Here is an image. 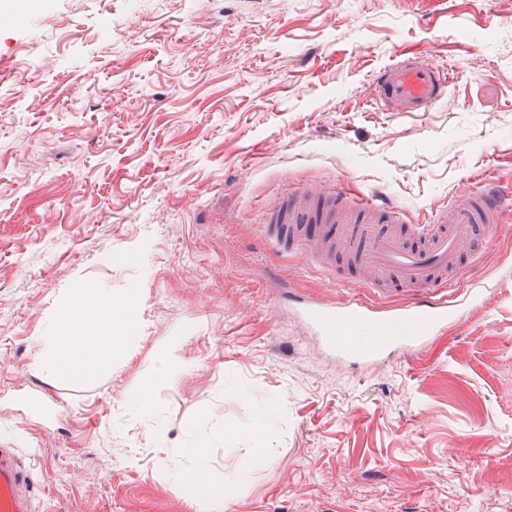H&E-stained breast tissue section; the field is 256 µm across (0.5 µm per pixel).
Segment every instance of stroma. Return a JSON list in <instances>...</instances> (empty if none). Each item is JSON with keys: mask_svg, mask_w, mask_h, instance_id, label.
I'll use <instances>...</instances> for the list:
<instances>
[{"mask_svg": "<svg viewBox=\"0 0 512 512\" xmlns=\"http://www.w3.org/2000/svg\"><path fill=\"white\" fill-rule=\"evenodd\" d=\"M0 436L32 512H199L164 451L208 442L221 481L274 423L230 512H512V209L457 285L486 289L427 348L357 367L288 310L384 301L353 265L269 240L314 182L382 192L414 220L481 175L512 188V0H0ZM448 99L369 100L402 48ZM25 91H18L19 82ZM134 300L125 355L82 383L33 369L72 289ZM190 364L161 383L168 337ZM45 390L42 431L18 397ZM149 415L130 412L139 393ZM237 433L225 443V429Z\"/></svg>", "mask_w": 512, "mask_h": 512, "instance_id": "35a3bbf8", "label": "stroma"}]
</instances>
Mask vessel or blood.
I'll return each mask as SVG.
<instances>
[{"mask_svg": "<svg viewBox=\"0 0 512 512\" xmlns=\"http://www.w3.org/2000/svg\"><path fill=\"white\" fill-rule=\"evenodd\" d=\"M448 82L447 74L424 53L403 48L378 71L371 97L385 112H426L447 97ZM320 198L323 206L318 210L290 206L287 223L274 227L276 238L314 247L319 261L343 249L350 263L365 273L369 287L383 289L392 283L422 295L421 300L394 305L353 296L334 309L310 299L294 302L293 312L326 354L360 364L418 351L446 332L463 310L483 302L480 289H467L451 301L441 298L440 292L457 286L465 250L473 248L477 238H494L505 208L512 206V193L496 181L478 179L476 188L463 199L449 201L436 211L432 221L417 231L412 246L397 231L405 222L400 206L381 203L373 195L349 197L341 186L321 193ZM361 324L376 333L367 356L347 342L350 330ZM21 402L46 428L60 413L56 397L48 392L24 394ZM27 479L17 457L1 451L0 512H32L24 492Z\"/></svg>", "mask_w": 512, "mask_h": 512, "instance_id": "vessel-or-blood-1", "label": "vessel or blood"}]
</instances>
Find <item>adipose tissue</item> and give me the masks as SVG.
<instances>
[{
    "label": "adipose tissue",
    "instance_id": "adipose-tissue-1",
    "mask_svg": "<svg viewBox=\"0 0 512 512\" xmlns=\"http://www.w3.org/2000/svg\"><path fill=\"white\" fill-rule=\"evenodd\" d=\"M132 312L128 299L94 288L78 289L70 301L58 307L54 334L38 351L35 369L55 380L84 381L91 363L109 362L121 355L124 339L120 332L130 323ZM167 454L173 459L193 460V468L176 470L174 479L200 502L203 512H227L244 485L268 462L266 449H254L247 460L236 465L229 478L217 483L210 477L204 441L168 449Z\"/></svg>",
    "mask_w": 512,
    "mask_h": 512
}]
</instances>
